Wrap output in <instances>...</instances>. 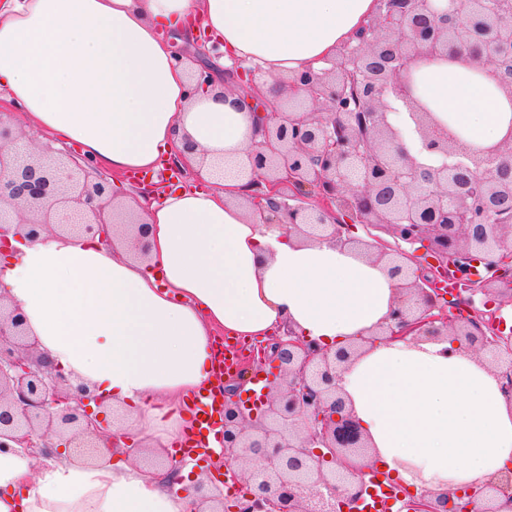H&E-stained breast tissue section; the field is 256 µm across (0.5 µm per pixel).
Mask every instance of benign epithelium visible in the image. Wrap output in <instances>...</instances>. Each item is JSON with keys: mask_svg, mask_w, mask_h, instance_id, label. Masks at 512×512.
<instances>
[{"mask_svg": "<svg viewBox=\"0 0 512 512\" xmlns=\"http://www.w3.org/2000/svg\"><path fill=\"white\" fill-rule=\"evenodd\" d=\"M378 12L355 41L343 44L320 71L282 81L274 105L263 100L259 68L235 60L224 75L264 111L266 122L241 171L253 185L249 205L266 224L359 248L386 263L400 281L399 296L380 330L334 350L292 328L259 346L232 380L217 378L224 420V456L212 467L246 475L249 488L235 512H359L370 485L384 473L358 461L370 454L364 429L340 385L341 374L379 343L450 341L478 352L512 401V336L490 334L487 316L512 307V138L481 157L463 151L455 134L437 124L413 98L412 66L421 59H472L512 94V0H377ZM205 62L189 74V94L211 83ZM409 110L423 149L441 157L419 162L397 145L390 100ZM112 179L71 149L36 145L0 113V242L8 235L34 239L60 234L96 235L129 224ZM366 237L350 232L356 225ZM389 235L386 240L383 235ZM428 243L432 262L413 270L403 248ZM465 286V312L448 314L440 281ZM266 380L257 402L243 404L248 383ZM104 396L48 363L24 311L0 297V452L40 449L63 458L80 448H125L138 460L143 444L99 419ZM223 477L197 481L194 495L208 512H224ZM512 468L452 492L421 486L407 495L405 512H512Z\"/></svg>", "mask_w": 512, "mask_h": 512, "instance_id": "benign-epithelium-1", "label": "benign epithelium"}]
</instances>
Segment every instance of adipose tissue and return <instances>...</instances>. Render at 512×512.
<instances>
[{"label": "adipose tissue", "instance_id": "ef3b65f1", "mask_svg": "<svg viewBox=\"0 0 512 512\" xmlns=\"http://www.w3.org/2000/svg\"><path fill=\"white\" fill-rule=\"evenodd\" d=\"M376 0H0V101L19 108L40 144L76 142L124 175L175 159L201 190L124 198L149 227L147 256L130 240L45 231L0 258V294L18 304L41 350L124 414L122 428L165 452L189 427L180 407L214 383L216 332L254 338L284 326L336 348L372 334L398 295L385 265L328 241L263 223L239 174L251 104L216 76L189 94L163 30L201 19L225 55L259 66L263 91L321 70L372 15ZM416 97L480 153L512 133V96L471 61H426ZM193 150H186V143ZM443 343L399 341L342 375L372 459L409 483L479 481L512 460V403L496 374ZM0 454V512H195L189 481L166 483L127 459Z\"/></svg>", "mask_w": 512, "mask_h": 512}]
</instances>
